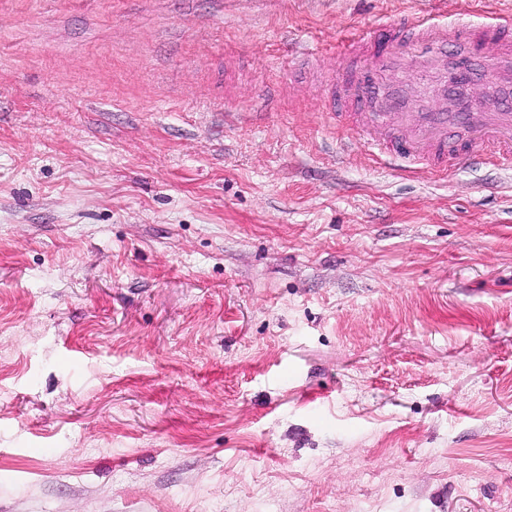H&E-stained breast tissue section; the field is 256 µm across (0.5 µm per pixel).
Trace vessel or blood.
Returning <instances> with one entry per match:
<instances>
[{
  "instance_id": "obj_1",
  "label": "vessel or blood",
  "mask_w": 512,
  "mask_h": 512,
  "mask_svg": "<svg viewBox=\"0 0 512 512\" xmlns=\"http://www.w3.org/2000/svg\"><path fill=\"white\" fill-rule=\"evenodd\" d=\"M381 32L382 49L361 39L351 46L355 58L373 53L370 67L327 79L316 57L306 60V71L323 79L329 117L347 119L371 152L421 172L486 161L512 168V99L482 110L470 104L475 82L512 84V23L422 20ZM464 46L478 47L485 67L461 54Z\"/></svg>"
}]
</instances>
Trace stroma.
<instances>
[{"instance_id": "35a3bbf8", "label": "stroma", "mask_w": 512, "mask_h": 512, "mask_svg": "<svg viewBox=\"0 0 512 512\" xmlns=\"http://www.w3.org/2000/svg\"><path fill=\"white\" fill-rule=\"evenodd\" d=\"M509 13L0 0V512H512V170L404 172L295 69Z\"/></svg>"}]
</instances>
